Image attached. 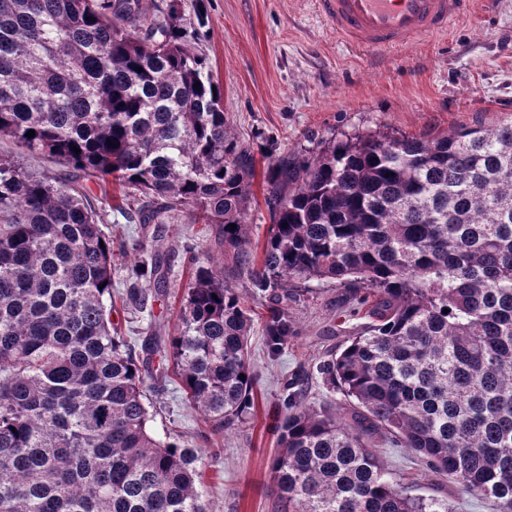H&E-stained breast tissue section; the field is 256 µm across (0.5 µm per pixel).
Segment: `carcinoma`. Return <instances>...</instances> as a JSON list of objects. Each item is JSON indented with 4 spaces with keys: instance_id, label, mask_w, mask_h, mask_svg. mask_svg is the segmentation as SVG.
<instances>
[{
    "instance_id": "obj_1",
    "label": "carcinoma",
    "mask_w": 512,
    "mask_h": 512,
    "mask_svg": "<svg viewBox=\"0 0 512 512\" xmlns=\"http://www.w3.org/2000/svg\"><path fill=\"white\" fill-rule=\"evenodd\" d=\"M197 36L177 3L151 20L145 0H0V137L112 177L130 224L190 209L219 251L191 258L169 343L136 354L112 324V239L85 190L0 158V512H211L202 456L150 433L144 387L179 376L212 436L253 415V318L226 258L267 301L273 358L312 282L362 289L354 314L370 319L319 367L357 427L295 390L281 399L276 512H455L389 477L377 430L512 512V121L271 160L257 253L255 157ZM160 242L121 241L123 306L143 309L144 283L167 288Z\"/></svg>"
}]
</instances>
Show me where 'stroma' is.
<instances>
[{
  "instance_id": "stroma-1",
  "label": "stroma",
  "mask_w": 512,
  "mask_h": 512,
  "mask_svg": "<svg viewBox=\"0 0 512 512\" xmlns=\"http://www.w3.org/2000/svg\"><path fill=\"white\" fill-rule=\"evenodd\" d=\"M183 17L199 24L194 44L212 69L235 137L256 158L255 200L248 213L253 243H264L270 224L261 176L269 159L263 138H273L279 155L300 158L322 141L375 131L433 138L462 125L494 126L512 120V0H473L468 14L455 20L447 35L432 36L385 52L363 51L342 42L319 13L316 0H181ZM96 209L104 210L112 240L132 226L108 210L111 180L84 183ZM211 229L188 213L169 224L163 249L175 253L169 288L146 311L116 307L112 321L135 345L146 334L173 335L189 281V251L209 245ZM350 289L334 282L313 283L303 302L293 306L297 334L280 356L269 358L260 326H253L249 350L258 374L255 414L226 436L204 442L208 426L191 409L179 379L146 385L148 427L158 438L205 452L204 495L215 512H273L266 486L276 454L270 429L278 396L304 376L308 403L335 412L351 423L343 395L330 389L316 366L342 351L359 332L352 316ZM393 480L412 494L448 498L456 512H499L494 499H475L444 475L425 477L419 456L374 439Z\"/></svg>"
}]
</instances>
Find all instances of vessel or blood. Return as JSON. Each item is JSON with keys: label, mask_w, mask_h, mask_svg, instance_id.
<instances>
[{"label": "vessel or blood", "mask_w": 512, "mask_h": 512, "mask_svg": "<svg viewBox=\"0 0 512 512\" xmlns=\"http://www.w3.org/2000/svg\"><path fill=\"white\" fill-rule=\"evenodd\" d=\"M472 0H318L338 37L367 51L402 48L447 31Z\"/></svg>", "instance_id": "b4317fda"}]
</instances>
